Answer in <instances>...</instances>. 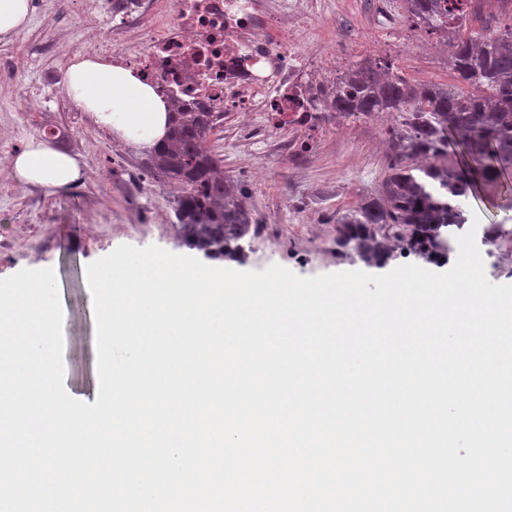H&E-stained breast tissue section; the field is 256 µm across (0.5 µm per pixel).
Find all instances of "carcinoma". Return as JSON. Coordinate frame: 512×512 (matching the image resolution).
<instances>
[{
  "instance_id": "obj_1",
  "label": "carcinoma",
  "mask_w": 512,
  "mask_h": 512,
  "mask_svg": "<svg viewBox=\"0 0 512 512\" xmlns=\"http://www.w3.org/2000/svg\"><path fill=\"white\" fill-rule=\"evenodd\" d=\"M406 2L415 22L451 47L457 84L412 83L389 63L383 73L359 64L326 91L328 111L344 118L399 116L380 189L336 215V250L374 266L386 263L392 242L427 262L448 258L466 225L469 195L512 194V27L464 30L467 0L452 8L447 0ZM211 131L209 112H169L166 137L143 150L144 165L184 188L175 200L184 245L239 259L254 224L243 193L224 179V158L208 146Z\"/></svg>"
}]
</instances>
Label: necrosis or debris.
Returning <instances> with one entry per match:
<instances>
[{
	"label": "necrosis or debris",
	"mask_w": 512,
	"mask_h": 512,
	"mask_svg": "<svg viewBox=\"0 0 512 512\" xmlns=\"http://www.w3.org/2000/svg\"><path fill=\"white\" fill-rule=\"evenodd\" d=\"M307 6L272 13L266 0H130L94 42L95 54L133 67L164 99L191 110L233 112L260 122L261 153L302 156L344 123L313 93L333 87L351 61L336 52L300 55L296 34L309 24ZM134 40L136 49L123 48Z\"/></svg>",
	"instance_id": "4bbe7bcc"
}]
</instances>
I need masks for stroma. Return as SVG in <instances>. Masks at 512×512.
Instances as JSON below:
<instances>
[{"instance_id":"1","label":"stroma","mask_w":512,"mask_h":512,"mask_svg":"<svg viewBox=\"0 0 512 512\" xmlns=\"http://www.w3.org/2000/svg\"><path fill=\"white\" fill-rule=\"evenodd\" d=\"M322 2V16L297 35L305 53L356 50L365 61L374 49L411 81L454 84L446 57L408 54L374 25L372 0ZM111 24L105 5L83 23L76 0H37L26 29L0 40V278L25 268L54 270L65 316L64 385L88 403L96 401L98 388L87 266L123 244L189 252L174 228L176 190L144 170L140 147L92 123L63 91L60 77L71 62L67 47ZM42 73L47 80L39 94H22L20 83ZM49 127L65 128L54 146L82 166L80 181L65 191L22 182L9 164ZM389 130L381 118L346 126L301 161L256 153L244 133L229 127L213 133L209 145L223 156L225 176L245 188L256 223L270 229L233 269L279 264L302 277L363 269L360 260L336 253V215L377 189L388 164Z\"/></svg>"}]
</instances>
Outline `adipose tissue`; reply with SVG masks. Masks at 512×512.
I'll return each mask as SVG.
<instances>
[{"label":"adipose tissue","mask_w":512,"mask_h":512,"mask_svg":"<svg viewBox=\"0 0 512 512\" xmlns=\"http://www.w3.org/2000/svg\"><path fill=\"white\" fill-rule=\"evenodd\" d=\"M64 91L95 124L129 143L153 145L166 135V100L127 66L92 56L74 60L65 74ZM10 166L20 181L52 191L70 188L82 174L75 157L36 139L11 158Z\"/></svg>","instance_id":"obj_1"}]
</instances>
